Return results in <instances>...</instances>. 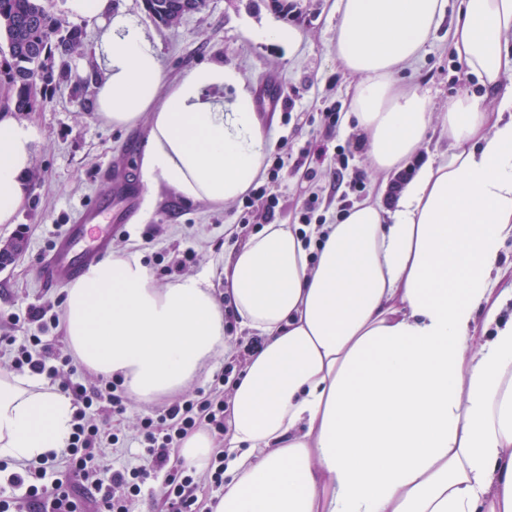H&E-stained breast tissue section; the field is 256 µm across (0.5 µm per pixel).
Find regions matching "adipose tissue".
Wrapping results in <instances>:
<instances>
[{"label":"adipose tissue","mask_w":512,"mask_h":512,"mask_svg":"<svg viewBox=\"0 0 512 512\" xmlns=\"http://www.w3.org/2000/svg\"><path fill=\"white\" fill-rule=\"evenodd\" d=\"M103 25L93 110L150 124L148 189L221 205L263 172L269 142L244 76L220 61L165 83L143 28L113 0H68ZM448 0H341L336 58L357 76L353 115L379 172L408 167L432 121L447 148L392 207L364 202L324 225L310 260L298 230L268 224L224 264V286L262 341L228 399L227 481L211 512H512V0H462L458 59L495 93L428 98L397 85ZM234 89L231 100L218 96ZM35 132L0 115V225L23 207ZM65 331L91 370L149 402L223 348L224 314L189 277L157 287L138 253L113 254L67 290ZM72 402L36 375H0V459L36 461L70 432Z\"/></svg>","instance_id":"ef3b65f1"}]
</instances>
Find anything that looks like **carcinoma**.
<instances>
[{"mask_svg":"<svg viewBox=\"0 0 512 512\" xmlns=\"http://www.w3.org/2000/svg\"><path fill=\"white\" fill-rule=\"evenodd\" d=\"M146 2L152 18L164 25L178 22L188 5V0ZM81 40V28L77 25L62 28L61 18L47 9L43 0H0V42H5L8 48V57L3 62L16 111L34 110L28 81L34 76L53 79L55 56L74 53Z\"/></svg>","mask_w":512,"mask_h":512,"instance_id":"cac0c4a2","label":"carcinoma"}]
</instances>
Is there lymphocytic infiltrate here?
Masks as SVG:
<instances>
[{
  "mask_svg": "<svg viewBox=\"0 0 512 512\" xmlns=\"http://www.w3.org/2000/svg\"><path fill=\"white\" fill-rule=\"evenodd\" d=\"M63 318L57 302L0 315L5 368L16 375L45 376L73 404L65 448L36 462H21L6 486H0V512H132L150 480L158 481L166 512H197L199 479L218 490L224 487V451L214 449L201 474L180 465L176 452L182 440L199 429L224 433L223 392L234 364L214 374L208 390L140 415L133 434L122 438L109 431L106 418L127 411L123 381L100 376L87 384L78 378L71 349L53 346L45 338ZM117 446L122 454L109 456V448Z\"/></svg>",
  "mask_w": 512,
  "mask_h": 512,
  "instance_id": "1",
  "label": "lymphocytic infiltrate"
}]
</instances>
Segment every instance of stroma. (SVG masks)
<instances>
[{
	"label": "stroma",
	"mask_w": 512,
	"mask_h": 512,
	"mask_svg": "<svg viewBox=\"0 0 512 512\" xmlns=\"http://www.w3.org/2000/svg\"><path fill=\"white\" fill-rule=\"evenodd\" d=\"M118 2L122 13L143 27L158 51L166 82L220 58L243 74L251 92H258L265 83L280 88L275 111L260 115L270 152L284 145L290 153L287 170L268 184L269 192L280 197L275 223H294L311 192H320L326 201L333 199L337 181L333 161L317 166L312 179L297 161L308 141H321L332 154L361 136L347 119L357 78L335 54L341 18L338 0H298L296 12L275 8L271 0H206L201 11L172 26L152 20L142 0ZM273 26L297 29L300 42L289 48L245 35L249 28ZM82 30L79 50L67 66H55L52 81L44 83L43 103L22 115L36 135L29 195L17 223L0 227V247L15 241L19 229H26L27 236L13 262L0 265V313L56 299V292L39 288L33 280L34 269L47 251L51 226L74 223L84 205L105 195L111 182L118 180L135 184L139 203L127 217L130 239L114 236L113 251L133 249L151 258L157 249H164L163 264L149 267L160 286L189 275L205 278L216 294H223L225 258L263 227L264 217L244 227L238 222L236 203L188 202L164 185L156 193L148 192L140 169L149 123L143 120L115 128L95 117L93 51L101 27L86 24ZM448 41L447 27H440L418 63L396 75L399 84L425 93L435 113L446 111L451 96L487 93L479 77L454 56ZM331 107L341 114L332 132L321 122L322 112ZM190 240L198 262L184 273L175 270L174 264Z\"/></svg>",
	"instance_id": "1"
}]
</instances>
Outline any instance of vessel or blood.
<instances>
[{
  "mask_svg": "<svg viewBox=\"0 0 512 512\" xmlns=\"http://www.w3.org/2000/svg\"><path fill=\"white\" fill-rule=\"evenodd\" d=\"M116 197L130 202L134 194L124 185H113L107 199L86 207L76 223L66 226L36 268V278L42 287H66L88 267L111 256L112 238L119 230L111 222L112 200Z\"/></svg>",
  "mask_w": 512,
  "mask_h": 512,
  "instance_id": "1",
  "label": "vessel or blood"
}]
</instances>
